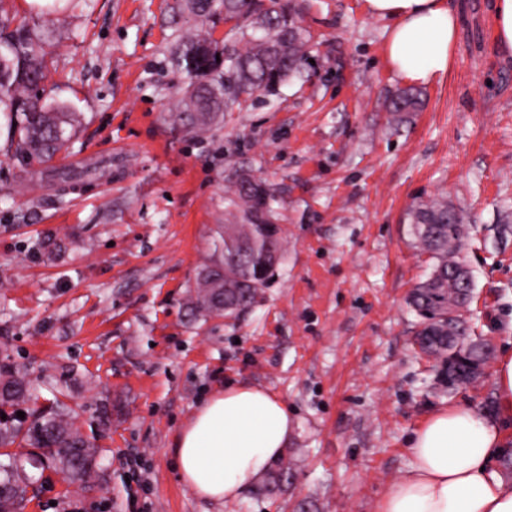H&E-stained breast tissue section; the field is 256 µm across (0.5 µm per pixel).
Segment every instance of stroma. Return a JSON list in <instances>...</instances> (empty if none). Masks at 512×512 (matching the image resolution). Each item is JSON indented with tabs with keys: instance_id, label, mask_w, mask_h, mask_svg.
Wrapping results in <instances>:
<instances>
[{
	"instance_id": "1",
	"label": "stroma",
	"mask_w": 512,
	"mask_h": 512,
	"mask_svg": "<svg viewBox=\"0 0 512 512\" xmlns=\"http://www.w3.org/2000/svg\"><path fill=\"white\" fill-rule=\"evenodd\" d=\"M310 34L300 74L210 128L175 122L173 60L194 34L244 48L223 13L187 0H68L45 13L0 0L10 28L48 33L46 102L79 116L52 161L17 155L0 110V359L61 400L99 450L83 484L44 471L22 512H376L411 465L426 417L497 415L493 366L449 387L418 356L408 306L430 272L409 207L446 195L473 280L461 313L493 356L512 349V59L488 24L492 0H447L459 17L450 71L391 121L401 79L388 24L365 0H295ZM97 165L64 185L57 171ZM243 174L274 196L279 263L252 305L203 316L188 297L222 258L220 232ZM230 383L288 405L287 450L243 497H196L177 478L175 438Z\"/></svg>"
}]
</instances>
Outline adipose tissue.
Masks as SVG:
<instances>
[{
    "instance_id": "ef3b65f1",
    "label": "adipose tissue",
    "mask_w": 512,
    "mask_h": 512,
    "mask_svg": "<svg viewBox=\"0 0 512 512\" xmlns=\"http://www.w3.org/2000/svg\"><path fill=\"white\" fill-rule=\"evenodd\" d=\"M370 16L389 21L388 68L403 81L429 85L447 74L458 21L446 0H365ZM499 414L468 407L432 413L412 434L408 473L382 494L377 512H512V484L493 470L512 419V352L495 367ZM293 423L269 390L236 384L213 393L178 437L179 478L197 497L231 504L284 453Z\"/></svg>"
}]
</instances>
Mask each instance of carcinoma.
Wrapping results in <instances>:
<instances>
[{
  "mask_svg": "<svg viewBox=\"0 0 512 512\" xmlns=\"http://www.w3.org/2000/svg\"><path fill=\"white\" fill-rule=\"evenodd\" d=\"M292 2L223 0L226 13L249 23L258 35L252 36L243 50H224L220 59L216 58V42L199 36L182 40L175 63L184 75L186 111L178 114V119L203 129L208 122H195L190 116L199 105L228 110L242 94L255 89L273 91L290 73L299 72L307 54V37L297 24ZM39 43L41 40L24 29L0 39V59L5 61L0 66V106L9 108L17 149L48 162L66 147L74 119L65 108L47 104L38 89V82L45 78ZM418 106V93L407 88L391 99L388 111L399 121L401 113L414 112ZM234 194L242 208L229 220L236 225L234 234L223 239L225 275L230 283L245 279L253 284L246 301L249 305L273 270L272 253L281 249L280 228L264 222V216L270 214L268 187L246 196L237 184ZM409 224L420 252L432 261L431 272H440L439 278L429 276L419 283L408 298L424 324L446 312L448 270L458 265L453 253L462 238L461 221L448 198L442 196L414 205ZM207 295V281L201 278L190 296L192 308L207 315L235 316L233 310L213 309ZM34 399L29 382L13 366L1 362L0 415ZM31 416L28 424L21 418H0V457H5L0 460V512H14L33 480L22 457L9 451L17 443L38 449L39 463L63 474L72 484L84 483L96 472V450L74 428L67 407L58 403L35 409Z\"/></svg>",
  "mask_w": 512,
  "mask_h": 512,
  "instance_id": "cac0c4a2",
  "label": "carcinoma"
}]
</instances>
